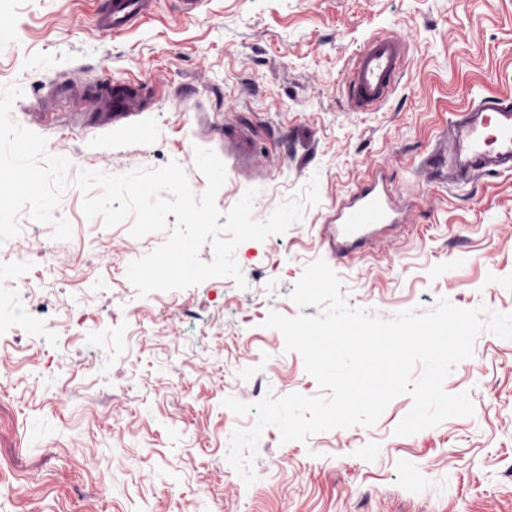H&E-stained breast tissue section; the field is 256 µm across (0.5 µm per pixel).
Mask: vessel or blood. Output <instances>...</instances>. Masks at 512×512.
I'll use <instances>...</instances> for the list:
<instances>
[{"mask_svg": "<svg viewBox=\"0 0 512 512\" xmlns=\"http://www.w3.org/2000/svg\"><path fill=\"white\" fill-rule=\"evenodd\" d=\"M150 9L151 0H106L98 25L106 31L124 29L149 17ZM404 58V47L396 37H374L366 42L349 68V90L357 108L373 109L393 93L404 71ZM130 106L127 92L116 91L106 98V110L113 121L126 118ZM475 113L478 120L469 128L471 159L465 173L469 179L483 174L490 161L512 164V96L483 99ZM423 165L434 179H447V144L437 146ZM336 219L333 239L337 254L344 255L367 242L375 226L396 223L398 212L391 191L375 181L359 188L352 202L338 208Z\"/></svg>", "mask_w": 512, "mask_h": 512, "instance_id": "b4317fda", "label": "vessel or blood"}]
</instances>
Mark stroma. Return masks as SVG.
Here are the masks:
<instances>
[{"label":"stroma","instance_id":"obj_1","mask_svg":"<svg viewBox=\"0 0 512 512\" xmlns=\"http://www.w3.org/2000/svg\"><path fill=\"white\" fill-rule=\"evenodd\" d=\"M104 2L0 0V86L22 88L12 117L49 153L112 174L175 161L200 194V146L226 168L220 210L256 187L253 216L264 219L313 177L320 200L284 234L238 246L246 288L211 278L144 297L127 268L166 233L137 242L130 222L86 218L76 188L58 210L68 240L21 214L28 238L0 246V268L28 248L25 275L56 300L30 310L48 330L0 383V512H512V340L481 333L446 378L448 393L468 394L472 416L399 436L413 405L403 394L370 426L286 444L271 426L251 485L226 455L233 430L255 416L223 405L317 394L301 355L264 322L273 310L317 315L290 294L319 258L349 305L381 317L428 312L443 297L512 312V172L459 186L421 165L443 125L512 94V0H202L189 14L179 0H155L149 19L113 33L96 26ZM387 33L407 44L403 76L380 107L357 110L350 63ZM116 86L137 90L141 107L99 123V98ZM242 136L249 163L236 150ZM375 179L402 223L336 255L337 207ZM214 347L219 361L199 372Z\"/></svg>","mask_w":512,"mask_h":512}]
</instances>
